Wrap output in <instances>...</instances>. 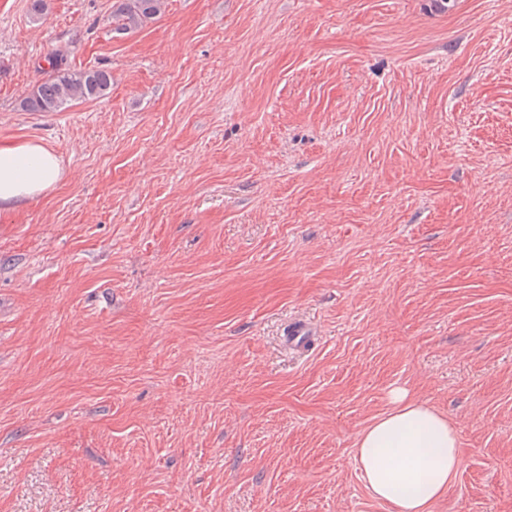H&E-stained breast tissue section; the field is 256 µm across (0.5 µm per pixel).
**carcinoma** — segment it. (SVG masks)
Here are the masks:
<instances>
[{
	"label": "carcinoma",
	"instance_id": "carcinoma-1",
	"mask_svg": "<svg viewBox=\"0 0 512 512\" xmlns=\"http://www.w3.org/2000/svg\"><path fill=\"white\" fill-rule=\"evenodd\" d=\"M164 0H116L112 11L114 31L124 34L143 26L161 12ZM112 87V72L102 68L71 69L63 56L55 58L50 72L24 99L32 112H58L74 101L102 98Z\"/></svg>",
	"mask_w": 512,
	"mask_h": 512
}]
</instances>
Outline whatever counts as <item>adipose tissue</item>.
<instances>
[{
  "label": "adipose tissue",
  "instance_id": "obj_1",
  "mask_svg": "<svg viewBox=\"0 0 512 512\" xmlns=\"http://www.w3.org/2000/svg\"><path fill=\"white\" fill-rule=\"evenodd\" d=\"M60 157L38 141L0 145V210L53 189ZM392 409L360 435L356 459L370 493L397 512H429L456 477L461 451L448 419L406 390L391 393Z\"/></svg>",
  "mask_w": 512,
  "mask_h": 512
}]
</instances>
